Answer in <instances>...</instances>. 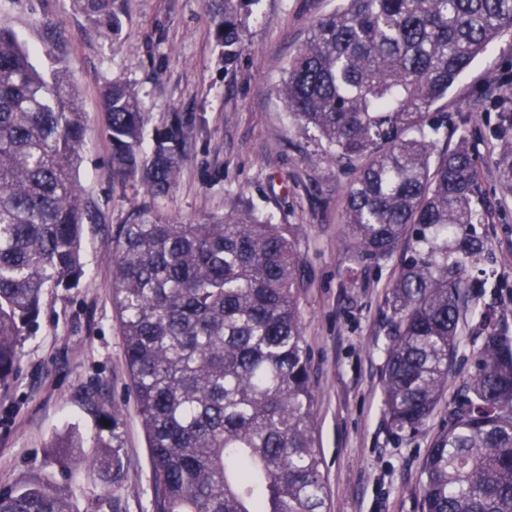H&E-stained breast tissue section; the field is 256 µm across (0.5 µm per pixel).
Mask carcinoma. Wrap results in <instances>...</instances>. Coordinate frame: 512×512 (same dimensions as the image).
I'll use <instances>...</instances> for the list:
<instances>
[{
	"instance_id": "1",
	"label": "carcinoma",
	"mask_w": 512,
	"mask_h": 512,
	"mask_svg": "<svg viewBox=\"0 0 512 512\" xmlns=\"http://www.w3.org/2000/svg\"><path fill=\"white\" fill-rule=\"evenodd\" d=\"M115 18L112 0H79ZM252 0H209L224 63L242 43ZM512 0H340L289 60L279 88L288 111L314 127L331 157L356 170L344 197L343 246L354 261L395 252L409 228L415 256L391 288L384 413L421 427L457 355L464 260L480 252L472 208L474 156L448 137L438 104L504 32ZM103 99L119 180L169 194L194 125L175 114L154 129L138 93L113 82ZM512 123V86L498 93ZM85 137L78 94L63 68L47 77L15 32L0 25V386L47 288L83 275L91 215L76 184ZM296 225L237 210L178 224L148 208L112 246V305L148 438L156 512H323V458L298 306ZM474 372L423 465L421 512H512V336L492 327ZM91 468L121 473L115 453ZM0 512H71L68 494L28 481L0 491Z\"/></svg>"
}]
</instances>
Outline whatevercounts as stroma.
I'll use <instances>...</instances> for the list:
<instances>
[{
  "instance_id": "stroma-1",
  "label": "stroma",
  "mask_w": 512,
  "mask_h": 512,
  "mask_svg": "<svg viewBox=\"0 0 512 512\" xmlns=\"http://www.w3.org/2000/svg\"><path fill=\"white\" fill-rule=\"evenodd\" d=\"M336 6L252 0L241 16V52L228 65L204 0H115V31L89 18L79 0H0V24L19 34L43 71L62 61L79 96L86 140L76 178L96 214L83 227L84 276L46 291L18 369L0 387V489L39 479L65 489L73 512H155L148 440L111 300L112 237L147 199L139 181L120 183L112 174L102 91L119 80L138 91L149 127L176 113L195 118L178 182L155 202L159 215L203 224L249 207L297 227L326 512H421L423 462L473 371V351L488 324L512 335V186L499 169L512 130H501L482 97L512 67V32L475 60L444 101L473 148L482 253L463 270L469 286L448 385L425 424L399 431L383 412L388 300L416 234L408 232L386 259L352 260L341 241L343 199L355 173L331 158L316 129L288 114L278 94L289 60ZM114 407L117 418H105ZM72 433L84 448L63 465L57 444ZM111 443L121 461L115 481L89 467L100 445Z\"/></svg>"
}]
</instances>
